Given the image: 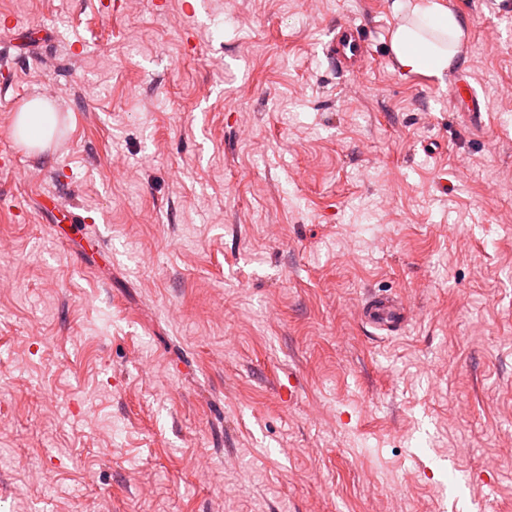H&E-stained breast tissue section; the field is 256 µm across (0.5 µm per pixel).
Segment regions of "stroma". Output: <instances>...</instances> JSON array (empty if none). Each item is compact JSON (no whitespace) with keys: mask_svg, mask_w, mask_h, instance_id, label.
<instances>
[{"mask_svg":"<svg viewBox=\"0 0 512 512\" xmlns=\"http://www.w3.org/2000/svg\"><path fill=\"white\" fill-rule=\"evenodd\" d=\"M193 2L0 0V512H512V0H444L479 132L392 0ZM329 36L331 38L324 45V52L332 68L348 73L369 59V40L359 26L338 24ZM469 75L465 72H459L453 76L452 85L453 104L459 111V104L463 108L462 115L471 127H484L488 112L484 101L471 86ZM50 109L49 105L41 100H32L28 102L19 112L16 119V129L21 134L24 135L27 130H29L31 122H33L37 117H41L43 115L49 114L46 112H42L44 110ZM363 316L366 324L385 331H394L406 321L404 309L380 294L369 299Z\"/></svg>","mask_w":512,"mask_h":512,"instance_id":"stroma-1","label":"stroma"}]
</instances>
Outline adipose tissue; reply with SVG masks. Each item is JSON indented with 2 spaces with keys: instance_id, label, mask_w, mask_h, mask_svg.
<instances>
[{
  "instance_id": "1",
  "label": "adipose tissue",
  "mask_w": 512,
  "mask_h": 512,
  "mask_svg": "<svg viewBox=\"0 0 512 512\" xmlns=\"http://www.w3.org/2000/svg\"><path fill=\"white\" fill-rule=\"evenodd\" d=\"M392 8L409 14L391 37L390 49L399 65L443 78L454 59L448 40L462 35L461 19L442 0H393Z\"/></svg>"
}]
</instances>
